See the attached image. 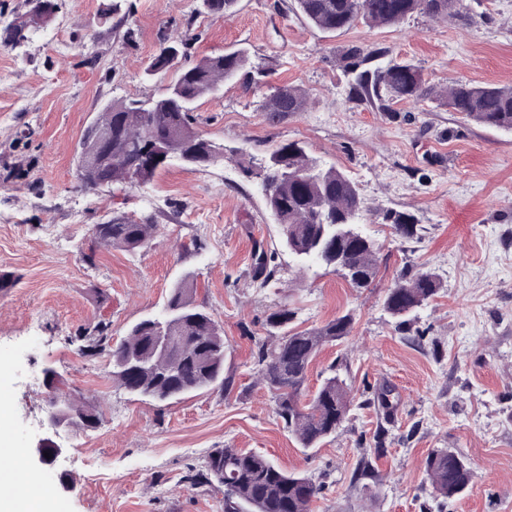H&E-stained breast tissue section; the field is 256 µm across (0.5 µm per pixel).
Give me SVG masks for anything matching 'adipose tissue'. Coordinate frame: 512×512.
I'll use <instances>...</instances> for the list:
<instances>
[{"label": "adipose tissue", "mask_w": 512, "mask_h": 512, "mask_svg": "<svg viewBox=\"0 0 512 512\" xmlns=\"http://www.w3.org/2000/svg\"><path fill=\"white\" fill-rule=\"evenodd\" d=\"M5 417L0 416V457L8 459V466L0 468V479L14 486L12 495L0 501V512H50L51 492L42 486L36 477L27 471L12 466L15 450L5 438Z\"/></svg>", "instance_id": "ef3b65f1"}]
</instances>
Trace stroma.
Returning a JSON list of instances; mask_svg holds the SVG:
<instances>
[{"label": "stroma", "instance_id": "obj_1", "mask_svg": "<svg viewBox=\"0 0 512 512\" xmlns=\"http://www.w3.org/2000/svg\"><path fill=\"white\" fill-rule=\"evenodd\" d=\"M110 0H58L54 18L15 47L0 46V405L24 467L53 493L52 512H223V495L190 485L189 467L214 448L261 453L321 483L310 512H512V131L476 124L431 102L378 104L348 98L344 54L389 49L428 84L512 86V0H471L468 17L396 27L362 23L336 33L311 26L295 0H239L216 16L200 0H126L123 23H101ZM136 32L126 44V29ZM186 36L180 60L247 49L268 86L296 85L303 112L275 120L257 112L260 93L224 84L198 102L193 126L222 144L203 168L172 164L125 192L86 189L75 173L84 128L116 99H147L175 79L149 64L168 36ZM296 141L358 185L364 231L379 249L378 274L357 290L339 275L303 268L281 248L250 158ZM122 212L153 219L152 244L82 258L92 228ZM411 214L418 234L398 238L384 216ZM277 250L268 288H253L255 243ZM431 268L442 289L418 309L412 342L383 299L402 268ZM196 286L224 329V374L215 387L165 403L115 386L106 353L83 351L100 319L113 342L163 311L183 280ZM295 328L350 312L352 333L311 364L307 394L330 372L356 400L336 437L301 448L253 384L255 337L279 306ZM76 400L100 404L93 429L51 436L47 370ZM389 388L388 406L375 403ZM53 437L51 463L35 453ZM466 458L472 481L444 503L425 481L433 450Z\"/></svg>", "mask_w": 512, "mask_h": 512}]
</instances>
